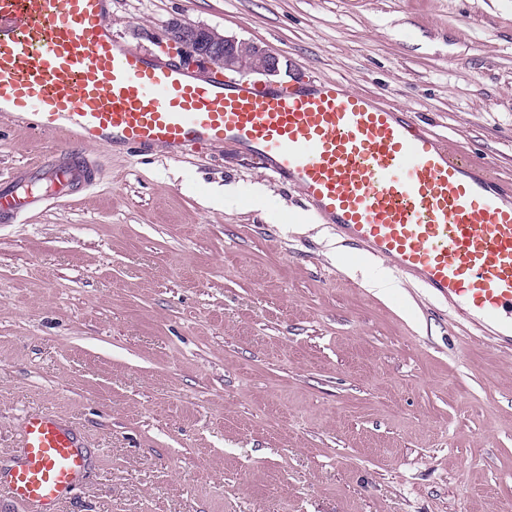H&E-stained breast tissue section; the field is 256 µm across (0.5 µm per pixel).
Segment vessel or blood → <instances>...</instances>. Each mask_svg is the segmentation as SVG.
<instances>
[{
  "label": "vessel or blood",
  "instance_id": "b4317fda",
  "mask_svg": "<svg viewBox=\"0 0 512 512\" xmlns=\"http://www.w3.org/2000/svg\"><path fill=\"white\" fill-rule=\"evenodd\" d=\"M111 0H0V112L81 146L0 185V223L91 187V148L128 154L225 143L301 191L342 243L386 262L512 353V188L460 158L411 113L339 80L269 86L201 78L113 36ZM0 490L55 512L88 464L73 431L27 417Z\"/></svg>",
  "mask_w": 512,
  "mask_h": 512
}]
</instances>
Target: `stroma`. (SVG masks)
Returning <instances> with one entry per match:
<instances>
[{
  "instance_id": "stroma-1",
  "label": "stroma",
  "mask_w": 512,
  "mask_h": 512,
  "mask_svg": "<svg viewBox=\"0 0 512 512\" xmlns=\"http://www.w3.org/2000/svg\"><path fill=\"white\" fill-rule=\"evenodd\" d=\"M409 111L512 183V0H112L114 36L175 60L171 19ZM0 112V181L64 150ZM99 181L0 223V469L32 411L91 456L57 512H498L512 354L300 190L222 145L93 149ZM390 287H371L379 275Z\"/></svg>"
}]
</instances>
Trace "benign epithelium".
Segmentation results:
<instances>
[{
    "mask_svg": "<svg viewBox=\"0 0 512 512\" xmlns=\"http://www.w3.org/2000/svg\"><path fill=\"white\" fill-rule=\"evenodd\" d=\"M167 37L182 64L240 74L281 75L280 57L252 40L227 36L204 24L175 18L167 25Z\"/></svg>",
    "mask_w": 512,
    "mask_h": 512,
    "instance_id": "benign-epithelium-1",
    "label": "benign epithelium"
}]
</instances>
